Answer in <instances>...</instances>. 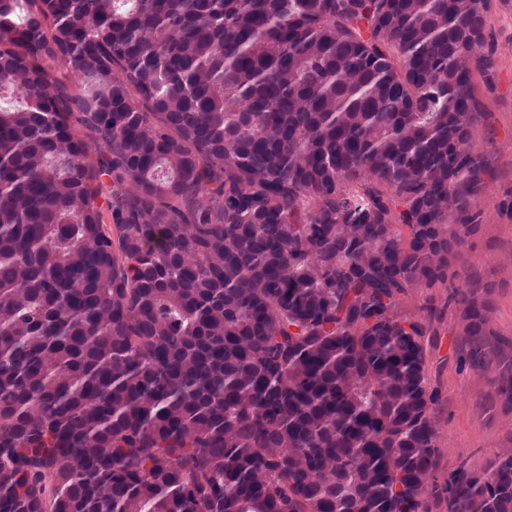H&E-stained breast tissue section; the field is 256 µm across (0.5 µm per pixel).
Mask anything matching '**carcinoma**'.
<instances>
[{
	"mask_svg": "<svg viewBox=\"0 0 512 512\" xmlns=\"http://www.w3.org/2000/svg\"><path fill=\"white\" fill-rule=\"evenodd\" d=\"M485 2L0 0V512H512L402 306L486 220Z\"/></svg>",
	"mask_w": 512,
	"mask_h": 512,
	"instance_id": "1",
	"label": "carcinoma"
}]
</instances>
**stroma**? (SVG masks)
<instances>
[{"label": "stroma", "mask_w": 512, "mask_h": 512, "mask_svg": "<svg viewBox=\"0 0 512 512\" xmlns=\"http://www.w3.org/2000/svg\"><path fill=\"white\" fill-rule=\"evenodd\" d=\"M485 51L495 66L474 71L473 87L475 146L487 166L479 206L487 222L469 238L459 265L473 282L493 288L492 328L505 360L512 357V0H490ZM419 305L415 299L409 308L420 320H431L437 331L428 347V372L439 396L435 478L441 485L460 467L483 472L498 449L512 448V409L495 399L490 376L465 362L468 344L455 309L432 320Z\"/></svg>", "instance_id": "35a3bbf8"}]
</instances>
